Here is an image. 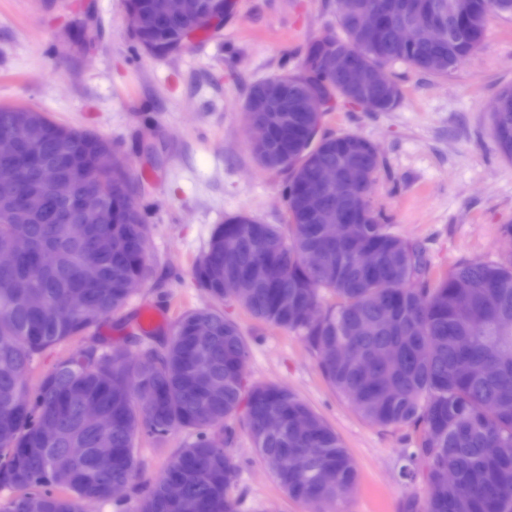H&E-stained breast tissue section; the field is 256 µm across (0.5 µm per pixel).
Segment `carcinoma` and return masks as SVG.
<instances>
[{
	"label": "carcinoma",
	"mask_w": 512,
	"mask_h": 512,
	"mask_svg": "<svg viewBox=\"0 0 512 512\" xmlns=\"http://www.w3.org/2000/svg\"><path fill=\"white\" fill-rule=\"evenodd\" d=\"M160 2L128 0L144 19L133 31L141 43L158 37L154 17ZM349 2L355 8L369 3L392 21L407 16L406 0ZM433 2L447 9L451 23L450 40L440 47L418 44L405 51L389 30L363 33L340 15L325 36L336 51L370 64L445 75L479 47L490 13L512 16V0H473L474 24L457 26L456 13L448 8L456 0ZM315 50L312 41L300 72L273 79L288 86L290 99L309 86L343 99L342 74L324 71L326 84L309 76L307 64ZM366 99L372 106L363 111L389 112L399 104L401 89L392 79L385 88L368 90ZM497 100L502 108L492 113L493 140L498 152L512 160V85ZM22 114L36 127L37 140L19 143L12 164H0V243L22 242L15 263L0 269V488L17 492L0 503V512H92L95 504L112 500V483H133L140 436L163 440L181 429L191 433V440L138 498L134 512H239V501L230 494L240 473L231 448V420L241 409L253 447L287 496L298 503L320 496L335 506L338 486L357 482L353 459L335 430L295 393L276 383L247 384L248 343L222 310L184 313L161 348L148 343L130 360L123 350L108 351L87 335L127 304L124 281L146 273L144 218L136 205L124 210L116 193L115 180L125 187L129 182L120 161L112 176L78 183L66 201L42 191L32 152L46 161L68 152L88 166L102 141L56 125L28 106H0V133ZM289 116L288 130L276 128L267 150L253 151L265 169L287 174L288 232L254 216L227 217L197 263L196 279L214 302H235L255 319L301 336L326 380L363 420L420 430L411 458L425 464L433 493L422 501L409 498L404 512H512V361L499 357L512 350V258L464 261L432 279L424 244L393 233L370 203L381 160L367 151L366 138L325 133L317 140L306 133L309 123L299 120V113ZM354 162L366 168L367 184L341 198H326L324 207L328 213H349L348 235L326 252L322 269L309 270L303 254L325 236L324 223L307 210L304 194L318 192L309 172ZM103 186L115 210L90 222L87 201ZM226 235L239 240L231 259L215 250V240ZM364 248L382 256L371 275L358 267L357 254ZM47 252L56 257L51 266L42 264ZM269 261L283 267L275 282L234 297L224 292V277L245 280ZM75 294L88 297L98 312L61 316ZM306 306L319 309L316 322L300 314ZM80 335L81 345L35 385L28 383L36 355ZM346 348L373 360L358 367L346 363L339 356ZM138 380L157 393L153 407L133 399L129 382ZM86 395L112 415L107 438L115 457L111 468L102 469L88 454L72 464L74 478L60 487L52 473L67 461V448L77 441L93 449L101 438L82 420ZM271 411L280 413L284 425L269 436L265 419ZM297 417L308 419V431L293 428ZM46 419L58 428L48 443L39 438ZM493 447L500 452L487 455ZM295 455L309 460L306 472L288 469ZM448 466L457 474L453 483L441 480ZM171 480L183 487L179 502L162 495ZM58 487L68 495L57 494Z\"/></svg>",
	"instance_id": "cac0c4a2"
}]
</instances>
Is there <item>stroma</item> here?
<instances>
[{
    "instance_id": "obj_1",
    "label": "stroma",
    "mask_w": 512,
    "mask_h": 512,
    "mask_svg": "<svg viewBox=\"0 0 512 512\" xmlns=\"http://www.w3.org/2000/svg\"><path fill=\"white\" fill-rule=\"evenodd\" d=\"M220 30L178 55L148 54L125 24V0H0V106L37 108L52 121L111 143L129 173L147 226L148 271L125 307L94 334L137 355L131 331L141 306L166 310L170 336L186 311L212 306L194 267L217 224L236 213L286 221V176L250 151L242 112L251 84L298 72L312 39L336 24L335 0H233ZM388 74L402 98L389 112L339 104L324 131L375 143L382 167L371 201L392 231L426 243L434 276L472 259L512 255V161L495 148L491 106L512 85V17L490 15L478 49L441 76L405 65ZM250 349L249 382L277 383L336 431L358 471L354 489L330 512H402L429 487L411 462L415 434L364 421L323 377L300 336L259 322L233 302L221 306ZM241 512H308L275 483L235 418ZM179 431L140 436L129 501L157 480L188 441Z\"/></svg>"
}]
</instances>
